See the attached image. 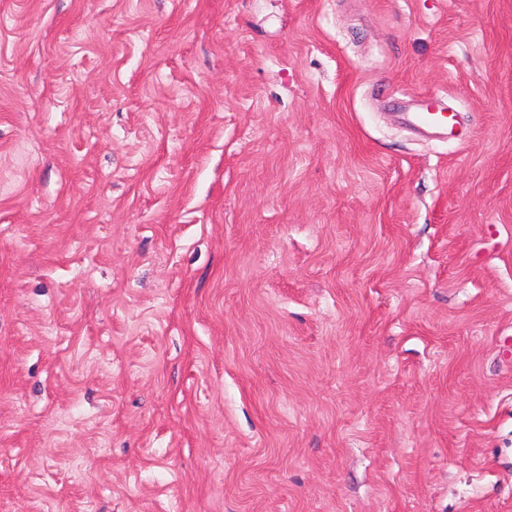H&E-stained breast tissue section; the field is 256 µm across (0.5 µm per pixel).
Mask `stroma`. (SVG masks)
I'll return each mask as SVG.
<instances>
[{"instance_id": "stroma-1", "label": "stroma", "mask_w": 512, "mask_h": 512, "mask_svg": "<svg viewBox=\"0 0 512 512\" xmlns=\"http://www.w3.org/2000/svg\"><path fill=\"white\" fill-rule=\"evenodd\" d=\"M0 512H512V0H0ZM437 103L438 96L428 97L417 112L410 113L408 121L414 126L455 137L457 135L456 114L439 107Z\"/></svg>"}]
</instances>
